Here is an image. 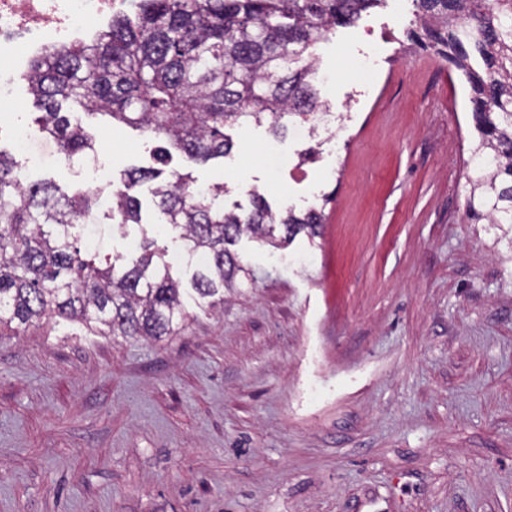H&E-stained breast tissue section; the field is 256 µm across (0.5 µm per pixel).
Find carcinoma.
Instances as JSON below:
<instances>
[{
	"instance_id": "1",
	"label": "carcinoma",
	"mask_w": 512,
	"mask_h": 512,
	"mask_svg": "<svg viewBox=\"0 0 512 512\" xmlns=\"http://www.w3.org/2000/svg\"><path fill=\"white\" fill-rule=\"evenodd\" d=\"M381 0H137L135 19L112 17L91 43L54 48L23 76L43 110L42 128L67 159L93 150L91 137L62 114L73 100L166 142L196 163L233 149L231 126L269 123L326 111L313 81L317 48ZM417 22L408 49L448 60L470 88L476 141L467 202L475 223L512 229V0H414ZM127 173L108 217L141 222L136 188L153 183L161 223L179 233L187 253L206 266L191 277L197 303H224V289L243 271L231 250L248 237L278 248L314 237L311 209L271 211L252 191L246 214L224 211V186L194 188L174 174ZM92 192L69 195L52 183L24 184L0 151V335L18 334L46 316L79 323L97 336L160 340L181 332L190 313L185 289L170 274L166 252L147 239L128 265L101 267L93 246L72 229L96 221Z\"/></svg>"
}]
</instances>
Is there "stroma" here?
<instances>
[{"mask_svg": "<svg viewBox=\"0 0 512 512\" xmlns=\"http://www.w3.org/2000/svg\"><path fill=\"white\" fill-rule=\"evenodd\" d=\"M391 0L321 44L322 90L352 105L339 137L235 126L232 152L204 164L173 152L165 174L224 187L246 213L322 211L320 236L283 250L241 240L252 281L224 306H190L177 336H95L46 318L0 337V512H512V247L469 223V88L442 58L406 48ZM382 47L369 76L353 56ZM0 117L35 141L25 83ZM113 184L158 165L157 140L64 103ZM29 182L88 183L65 157ZM141 221L107 254L155 237L174 277L198 265L178 234Z\"/></svg>", "mask_w": 512, "mask_h": 512, "instance_id": "35a3bbf8", "label": "stroma"}]
</instances>
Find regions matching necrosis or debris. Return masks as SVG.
I'll return each instance as SVG.
<instances>
[{
    "mask_svg": "<svg viewBox=\"0 0 512 512\" xmlns=\"http://www.w3.org/2000/svg\"><path fill=\"white\" fill-rule=\"evenodd\" d=\"M118 0H0V112L14 105L13 85L31 59L74 36L92 40Z\"/></svg>",
    "mask_w": 512,
    "mask_h": 512,
    "instance_id": "4bbe7bcc",
    "label": "necrosis or debris"
}]
</instances>
